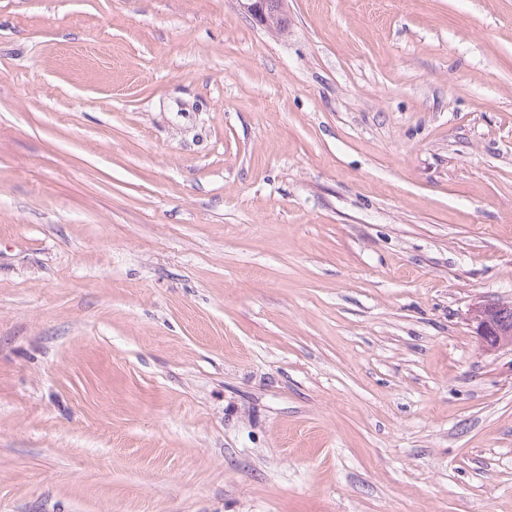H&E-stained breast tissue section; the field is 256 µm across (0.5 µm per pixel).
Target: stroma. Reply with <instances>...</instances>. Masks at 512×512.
<instances>
[{
    "label": "stroma",
    "instance_id": "obj_1",
    "mask_svg": "<svg viewBox=\"0 0 512 512\" xmlns=\"http://www.w3.org/2000/svg\"><path fill=\"white\" fill-rule=\"evenodd\" d=\"M0 0V512H512V0ZM249 15L261 26L268 29L284 27L283 20L287 17L284 0H241ZM505 308L511 309V304L488 300L476 304L470 311V321L474 324L481 350L485 352L497 351L505 346H512V310L506 318Z\"/></svg>",
    "mask_w": 512,
    "mask_h": 512
}]
</instances>
